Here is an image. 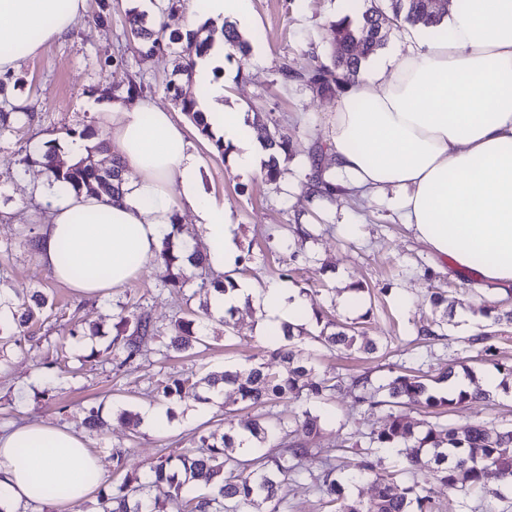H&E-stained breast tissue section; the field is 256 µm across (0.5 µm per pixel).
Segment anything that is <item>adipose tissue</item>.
I'll return each instance as SVG.
<instances>
[{
	"label": "adipose tissue",
	"instance_id": "1",
	"mask_svg": "<svg viewBox=\"0 0 512 512\" xmlns=\"http://www.w3.org/2000/svg\"><path fill=\"white\" fill-rule=\"evenodd\" d=\"M85 2L0 0V76L71 31ZM181 7L187 28L206 19L249 22V0H182ZM224 53L218 42L197 60L192 85L205 92L215 135L235 149L233 171L259 174L269 153L245 139L247 113L226 105L225 85L213 79ZM100 119L128 175L114 197L37 185L51 207L35 246L53 277L104 296L155 259L183 210L196 217L209 267H238L236 226L224 203L205 192L203 158L174 113L140 99L104 106ZM327 142L341 188L394 190L402 223L435 257L485 283L512 286V0H464L445 34L415 36L387 70L357 78L336 103ZM210 304L218 315L257 308L256 331L273 345L307 309L296 289L278 282L258 289L240 281ZM103 477L80 432L36 421L0 434V512L42 503L56 490L65 502H81Z\"/></svg>",
	"mask_w": 512,
	"mask_h": 512
}]
</instances>
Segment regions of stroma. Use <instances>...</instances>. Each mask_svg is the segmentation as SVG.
<instances>
[{"mask_svg":"<svg viewBox=\"0 0 512 512\" xmlns=\"http://www.w3.org/2000/svg\"><path fill=\"white\" fill-rule=\"evenodd\" d=\"M367 6L368 0H251L253 20L242 30L251 52L243 62L225 57V102L248 112L250 123L267 124L278 139L287 141L279 180L233 173L230 161L213 150L194 124L186 126L205 162L206 192L224 201L237 226L243 261L234 275L262 287L284 282L296 288L312 313L304 323L310 332H319L314 314L321 311L336 322L357 326L372 340L387 339L383 354L369 359L358 353L331 354L308 340L296 344V355L309 359L321 374L366 373L382 381L403 365L428 371L457 360L479 373L492 371L497 361L510 365L512 323L501 315L512 308L511 287L494 291L473 273L438 269L437 259L401 223L393 195L321 198L305 187L309 157L327 144L325 130L336 100L284 79L281 68L303 72L313 59H326L334 44L330 21L344 14L358 16ZM139 9L137 0H87L86 14L72 31L45 44L17 73L0 79V103L22 100L36 115L32 124L18 122L0 131V292L19 302L37 291L48 299L39 322L19 344L0 350V431L43 421L86 432L87 408L102 405L109 426L99 434L86 433V440L105 465L100 486L107 491L119 480L113 449H131L128 470L146 471L187 448L194 433L219 427L224 411L238 403L229 391L202 414L196 398L186 395L175 404V423L165 431L119 420L120 410L139 412L154 404L153 391L167 377L197 379L248 358H267L270 352L255 332V309L246 307L236 314L229 335L220 318L203 317L206 345L167 360L161 358L156 338L145 339L139 358L127 366L91 358L92 349L111 341L113 317L120 309L148 313L165 328L181 310L198 308L199 297L189 286L180 293L167 288L152 264L106 296L85 297L57 282L23 245L26 234L41 231L29 220L28 210L36 204L32 185L47 178L39 164L17 162L33 142L62 145L70 132L88 128L93 141L103 143L108 157H115L94 107L105 101L103 87L128 75L142 81L145 96L157 106L177 109L164 90L174 55L142 54L125 37L129 19ZM101 12L106 15L102 23L96 19ZM358 283L363 286L359 293L353 290ZM435 291L462 299V306L448 314L433 308L429 295ZM435 320L441 323L440 338L423 347L417 331ZM84 322L99 329L89 346L69 334ZM477 334L488 335L495 347L482 360L474 359L468 348L469 338ZM310 409L321 418L319 443L325 448L346 444L352 436L363 438L382 417L348 387L332 402L314 403ZM445 419L510 423L512 393L494 396L487 405L460 408ZM438 499L440 512H512L510 487L498 499L444 492Z\"/></svg>","mask_w":512,"mask_h":512,"instance_id":"obj_1","label":"stroma"}]
</instances>
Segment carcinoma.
Wrapping results in <instances>:
<instances>
[{"label":"carcinoma","instance_id":"obj_1","mask_svg":"<svg viewBox=\"0 0 512 512\" xmlns=\"http://www.w3.org/2000/svg\"><path fill=\"white\" fill-rule=\"evenodd\" d=\"M447 17L448 6L438 7L431 0H386L385 7L371 6L355 20L345 15L331 22L336 49L330 63L319 62L303 73L284 66L282 75L287 80L317 84L320 94L333 95L345 89L360 74L363 63L384 48L390 30L420 23L438 29ZM217 32L239 54V60H244L250 51L249 43L227 21L220 27L211 24L187 32L167 24L158 30L137 25L130 29V37L145 53L174 52L183 45L188 54L202 56ZM193 66L192 59L179 64L166 91L201 136L212 141L222 154L224 142L213 139L196 100L183 97L181 91L180 80L191 76ZM105 92L132 104L142 96L144 87L128 76ZM258 138L274 151L266 163L265 178L275 181L281 176L278 155L288 152V143L277 139L266 127L260 129ZM101 153L103 144L98 143L87 147L86 156L59 167L55 165L57 147L52 146L43 156V165L51 181L65 188L77 192L95 182L102 194L112 197L121 191L122 164L115 158L96 161L95 156ZM307 186L314 196H331L336 190L325 176L321 159L315 156L310 161ZM154 262L164 270L163 281L171 288L180 289L192 283L200 291L224 293L227 288L235 287L228 276L222 280L208 279L188 271L190 267L206 268V258L197 252H186L169 236L164 238ZM46 304V298L40 294L18 305L0 293V307L9 309L15 324V330L10 333L0 326V343L6 345L16 340L35 318V311ZM117 326V335L106 350L114 352L124 366L135 360L141 341L156 335L157 329L145 313L122 314ZM307 336L305 327L290 325L285 344L272 351L273 359L288 364L284 372L275 370L269 363L255 362L210 372L197 384L207 391L224 384L247 408H265L281 399L325 403L341 390L344 378L321 376L295 359L293 342ZM312 339L329 351L370 354L379 349L373 340H360L356 327L337 322H326ZM202 344L200 321L195 312L189 311L175 320L171 333L164 337L163 356L190 351ZM457 376L454 367L449 366L432 379L400 372L378 386L367 374L353 378L352 385L360 390L359 400L386 410V416L367 434L366 442L352 439L346 446V451L356 457L355 472L350 475L341 474L343 464L332 454V449L309 447L308 439L319 436L321 431L320 418L310 409L301 410L291 430L274 421L266 411L238 421L226 412L224 432L211 431L194 437L192 449L170 456L151 468V482L127 474L112 486L111 493L100 492L102 512H168L166 504L149 498L152 483H165L172 489L169 500L175 512H253L263 506L267 507L265 512H285L286 485L305 477L310 479L312 489L325 505L335 508V512H439L434 489L437 484L450 491L479 492L486 498H497L498 490L486 485V477L492 473L501 484L512 486L511 425L430 421L416 430L405 421L404 412L415 407L433 414L437 408L451 409L487 399L468 369L464 370V377L475 385L473 392L461 390L446 396L438 392ZM188 386L187 378L170 379L157 388L156 396L162 403L173 404L182 400ZM240 433L253 441L254 458L239 456L238 450L243 445L237 440ZM376 448L400 449L406 466L399 471L380 468L374 458ZM314 458L320 464L316 474L308 469L309 461ZM359 479L372 480L374 493L370 498L354 499L345 494V484Z\"/></svg>","mask_w":512,"mask_h":512}]
</instances>
